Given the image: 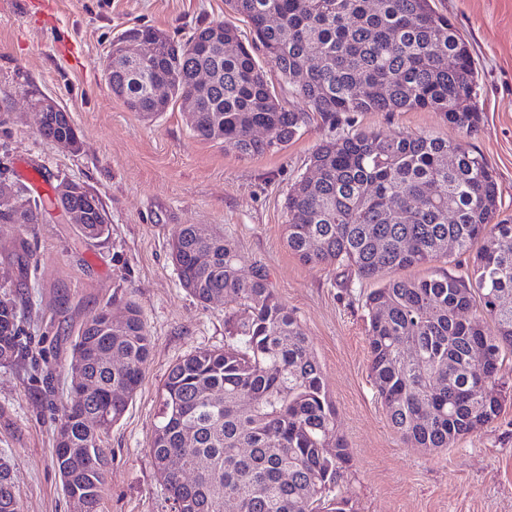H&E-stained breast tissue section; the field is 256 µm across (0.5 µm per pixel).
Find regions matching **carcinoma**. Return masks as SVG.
<instances>
[{
	"mask_svg": "<svg viewBox=\"0 0 512 512\" xmlns=\"http://www.w3.org/2000/svg\"><path fill=\"white\" fill-rule=\"evenodd\" d=\"M231 20L199 26L146 62L112 44V83L153 118L161 114L153 84L167 80L169 102L193 101L194 135L219 139L240 157L292 140L317 117L336 125L344 114L428 110L459 130L478 128V72L458 29L430 0H225ZM250 27L242 38L234 20ZM262 55L304 102L285 109L268 83ZM209 82L200 84V73ZM298 76L299 81L292 80ZM76 129L63 111L40 135L55 141ZM455 162L448 164V156ZM285 208L288 247L305 262L344 266L360 283L368 321L369 377L386 416L411 448H448L474 427L493 423L506 396L499 377L512 356V215H501L487 160L461 142L425 133L384 136L354 130L323 141ZM19 227L38 223L39 203L14 199ZM181 285L200 303L224 296L222 350L188 354L168 371L150 454L172 512H346L350 453L338 434L336 408L308 338L269 288L264 268L248 277L224 234L206 238L195 225L172 234ZM211 261L201 266L197 255ZM474 253L460 276L400 272ZM80 324L72 359L100 395L61 406L64 461L84 502L98 512L110 459L87 417L111 406L123 416L151 355L139 305L129 300L112 324ZM16 303L0 298V362L20 354ZM123 363L115 365L112 359ZM481 365L486 379L473 370ZM178 455L197 470L192 485L166 465ZM288 469L292 479L281 481ZM0 512H21L12 468L0 461Z\"/></svg>",
	"mask_w": 512,
	"mask_h": 512,
	"instance_id": "1",
	"label": "carcinoma"
}]
</instances>
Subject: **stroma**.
<instances>
[{"mask_svg": "<svg viewBox=\"0 0 512 512\" xmlns=\"http://www.w3.org/2000/svg\"><path fill=\"white\" fill-rule=\"evenodd\" d=\"M468 44L482 114L465 133L427 110L361 112L353 126L387 135L426 133L464 142L493 169L499 203L512 214V0H432ZM224 0H0V178L27 186L70 179L100 198L110 231L84 240L53 207L38 224H0V283L21 313L23 354L0 364V457L14 470L23 512H70L52 455L67 397L71 341L102 308L136 301L152 353L119 422L101 437L110 458L98 512H171L150 444L169 369L200 349L224 346V307L182 287L170 255L180 224L234 240L243 273L264 267L279 300L301 322L319 361L351 468V512H512V397L500 416L453 446L410 448L387 420L368 376L360 284L342 267L301 261L287 244L285 200L315 148L335 134L314 121L273 151L241 157L220 140L193 136L179 106L147 121L107 87L113 40L147 25L171 38L225 19ZM69 112L80 148L41 137L31 101ZM33 257L14 262L20 242Z\"/></svg>", "mask_w": 512, "mask_h": 512, "instance_id": "35a3bbf8", "label": "stroma"}]
</instances>
